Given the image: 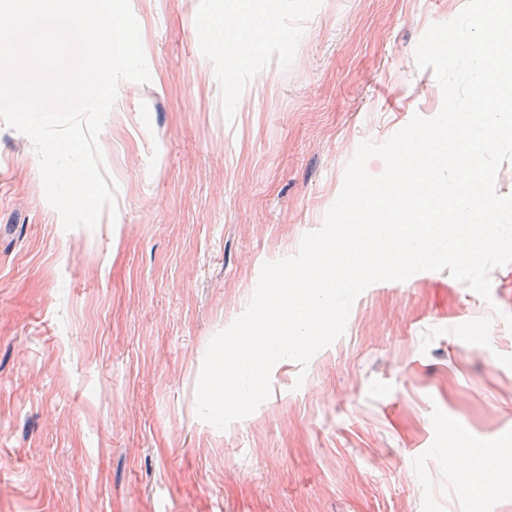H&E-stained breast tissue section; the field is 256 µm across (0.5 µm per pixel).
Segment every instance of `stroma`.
<instances>
[{
    "label": "stroma",
    "mask_w": 512,
    "mask_h": 512,
    "mask_svg": "<svg viewBox=\"0 0 512 512\" xmlns=\"http://www.w3.org/2000/svg\"><path fill=\"white\" fill-rule=\"evenodd\" d=\"M466 0H266L226 73L203 31L237 0H130L150 79L98 137L115 213L64 230L30 139L0 120V512H512L462 488L466 444L512 467V263L367 287L343 335L221 431L196 413L210 340L265 262L319 230L361 142L442 92L415 48Z\"/></svg>",
    "instance_id": "obj_1"
}]
</instances>
